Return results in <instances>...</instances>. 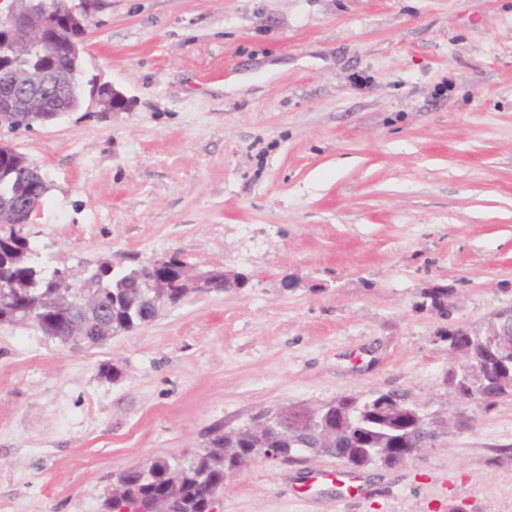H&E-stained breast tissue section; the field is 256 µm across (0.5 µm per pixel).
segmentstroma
Instances as JSON below:
<instances>
[{
	"instance_id": "35a3bbf8",
	"label": "stroma",
	"mask_w": 512,
	"mask_h": 512,
	"mask_svg": "<svg viewBox=\"0 0 512 512\" xmlns=\"http://www.w3.org/2000/svg\"><path fill=\"white\" fill-rule=\"evenodd\" d=\"M82 66L126 108L0 134L50 186L43 265L175 254L250 282L100 345L0 324L6 512H102L120 471L290 402L450 406L442 334L512 312V0H108ZM434 287L449 317L418 309ZM469 411L358 493L330 457L258 463L219 512H512V398Z\"/></svg>"
}]
</instances>
